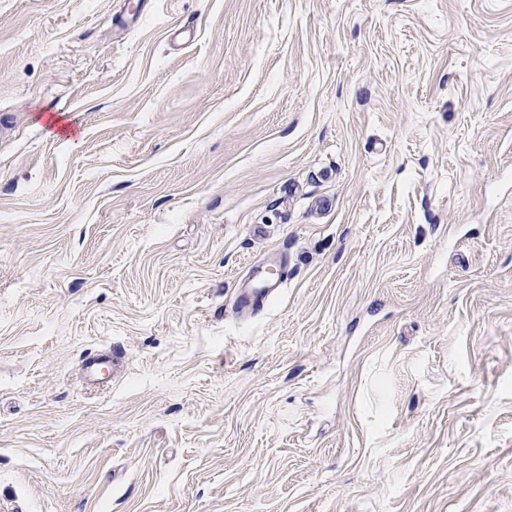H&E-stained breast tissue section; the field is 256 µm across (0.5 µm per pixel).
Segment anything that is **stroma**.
<instances>
[{
	"mask_svg": "<svg viewBox=\"0 0 512 512\" xmlns=\"http://www.w3.org/2000/svg\"><path fill=\"white\" fill-rule=\"evenodd\" d=\"M126 7L0 0V512H512V0ZM252 273L254 279L250 288L233 294L231 310L239 320L255 317L280 294L284 285L283 276L275 265L265 268L258 265L252 269ZM117 355L118 352L114 347L110 350V354L86 357L82 366L84 377L92 382L103 383L108 377L103 375L104 365L111 361V356L114 363Z\"/></svg>",
	"mask_w": 512,
	"mask_h": 512,
	"instance_id": "1",
	"label": "stroma"
}]
</instances>
